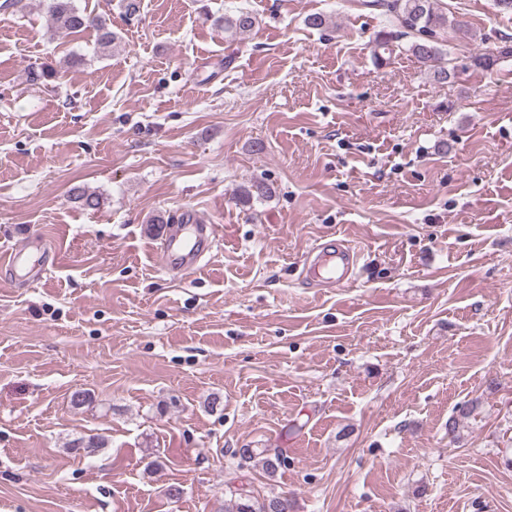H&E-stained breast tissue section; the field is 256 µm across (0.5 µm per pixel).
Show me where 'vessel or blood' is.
<instances>
[{"instance_id": "1", "label": "vessel or blood", "mask_w": 512, "mask_h": 512, "mask_svg": "<svg viewBox=\"0 0 512 512\" xmlns=\"http://www.w3.org/2000/svg\"><path fill=\"white\" fill-rule=\"evenodd\" d=\"M215 245L213 226L206 224L198 214L187 212L167 228L161 251L162 264L175 277L196 269L201 258ZM314 265L325 287L336 288L350 283L356 273L359 257L342 240L330 239L316 245ZM48 253V244L37 238H28L11 246L0 256V266L13 270L19 278L32 282L39 279L43 269L31 263L32 252Z\"/></svg>"}]
</instances>
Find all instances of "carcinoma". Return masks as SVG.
I'll return each instance as SVG.
<instances>
[{
	"label": "carcinoma",
	"instance_id": "1",
	"mask_svg": "<svg viewBox=\"0 0 512 512\" xmlns=\"http://www.w3.org/2000/svg\"><path fill=\"white\" fill-rule=\"evenodd\" d=\"M362 5L384 17L387 25L375 36V60L379 64L388 62L393 54L405 51L414 56L428 70L433 80L445 83L454 76L448 67V33L456 22L449 18L448 8L442 0H362ZM52 23L65 33H78L90 25L96 27L97 44L102 49L112 47L117 35L106 20H93L81 11L74 0H52L49 7ZM257 18L249 11L238 10L224 14L217 25L224 28V37L230 41L250 32ZM504 57H512V44L504 43L496 52L482 53L472 57L474 65L492 68ZM275 194L272 184L255 181L237 190L240 204L247 206L255 199L270 198ZM478 400H468L456 407L455 415L448 420V433L455 434L459 421L475 414ZM108 439L99 434L81 436L68 443L67 448L76 454L92 456L107 447ZM286 451L282 448L265 450L263 464L273 473L282 465ZM224 512H294V501L283 495L259 499L246 487L241 486L224 500Z\"/></svg>",
	"mask_w": 512,
	"mask_h": 512
}]
</instances>
